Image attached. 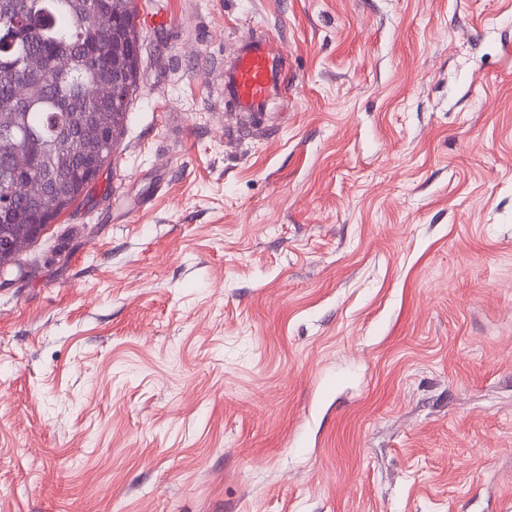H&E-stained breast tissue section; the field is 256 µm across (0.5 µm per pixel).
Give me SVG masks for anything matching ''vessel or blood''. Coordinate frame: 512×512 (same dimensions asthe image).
Here are the masks:
<instances>
[{"label": "vessel or blood", "instance_id": "obj_1", "mask_svg": "<svg viewBox=\"0 0 512 512\" xmlns=\"http://www.w3.org/2000/svg\"><path fill=\"white\" fill-rule=\"evenodd\" d=\"M291 77L282 66L270 37H257L238 47L224 70V95L239 111H261L274 93L286 92Z\"/></svg>", "mask_w": 512, "mask_h": 512}]
</instances>
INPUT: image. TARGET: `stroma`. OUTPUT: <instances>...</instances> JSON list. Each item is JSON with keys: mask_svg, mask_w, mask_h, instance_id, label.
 Listing matches in <instances>:
<instances>
[{"mask_svg": "<svg viewBox=\"0 0 512 512\" xmlns=\"http://www.w3.org/2000/svg\"><path fill=\"white\" fill-rule=\"evenodd\" d=\"M134 5L112 166L0 288V512H512V0ZM290 80L274 41L268 36L257 37L238 47L224 69V95L240 112H260L272 94L288 90Z\"/></svg>", "mask_w": 512, "mask_h": 512, "instance_id": "1", "label": "stroma"}]
</instances>
